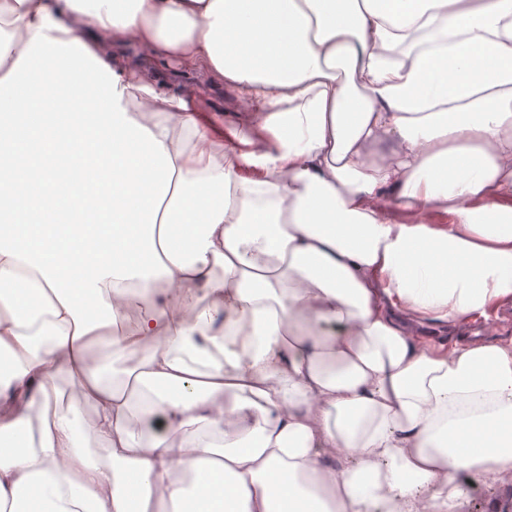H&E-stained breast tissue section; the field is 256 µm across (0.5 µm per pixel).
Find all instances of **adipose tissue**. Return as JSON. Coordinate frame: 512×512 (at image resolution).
Wrapping results in <instances>:
<instances>
[{
	"instance_id": "adipose-tissue-1",
	"label": "adipose tissue",
	"mask_w": 512,
	"mask_h": 512,
	"mask_svg": "<svg viewBox=\"0 0 512 512\" xmlns=\"http://www.w3.org/2000/svg\"><path fill=\"white\" fill-rule=\"evenodd\" d=\"M129 42L257 124L213 133ZM38 65L149 204L130 263L0 226V512H419L512 474V342L406 331L512 299V0H0V84ZM60 380L94 420L47 417Z\"/></svg>"
}]
</instances>
